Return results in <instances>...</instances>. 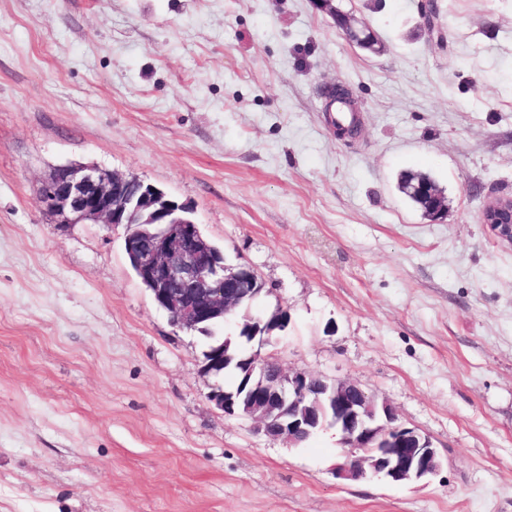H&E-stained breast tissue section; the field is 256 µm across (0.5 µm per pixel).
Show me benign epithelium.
<instances>
[{"label": "benign epithelium", "instance_id": "obj_1", "mask_svg": "<svg viewBox=\"0 0 512 512\" xmlns=\"http://www.w3.org/2000/svg\"><path fill=\"white\" fill-rule=\"evenodd\" d=\"M349 40L374 48L373 30L347 15ZM39 202L59 224H124L125 242L139 277L151 287L153 302L172 325L193 330L234 313L244 299L242 285L257 278L248 265L224 264L196 224L182 217L192 211L156 186L94 165L61 167L43 184ZM481 223L501 243L512 245V197L488 201ZM290 315L279 308L265 317L246 315L245 339L261 348L273 333L288 328ZM255 384L240 396L211 386L208 398L227 416L245 417L267 439L297 446L327 426L346 422L342 441L360 451L336 467L337 478L358 481L382 476L393 483L427 479L440 460L431 440L398 422L387 402L359 383L306 372L290 374L255 351L248 357Z\"/></svg>", "mask_w": 512, "mask_h": 512}]
</instances>
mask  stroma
Instances as JSON below:
<instances>
[{
	"label": "stroma",
	"instance_id": "stroma-1",
	"mask_svg": "<svg viewBox=\"0 0 512 512\" xmlns=\"http://www.w3.org/2000/svg\"><path fill=\"white\" fill-rule=\"evenodd\" d=\"M421 2L335 0L373 54L310 0H0V512H512V246L481 222L512 196V0H440L432 30ZM71 163L192 205L253 314L291 315L265 354L387 400L439 471L343 481L336 428L291 447L215 409L125 226L40 207ZM342 29L345 30L349 40L357 46L368 50H372L374 48L370 35L374 38L376 35L367 24L346 14ZM423 183L428 184V190L438 191L440 189L435 180L429 174L410 171L399 174L397 179V189L413 207L421 211L425 218H430H427L428 220H431V202H433L436 217H440L447 206L440 197L432 195L430 201L427 193H421L416 187L418 185L422 186Z\"/></svg>",
	"mask_w": 512,
	"mask_h": 512
}]
</instances>
